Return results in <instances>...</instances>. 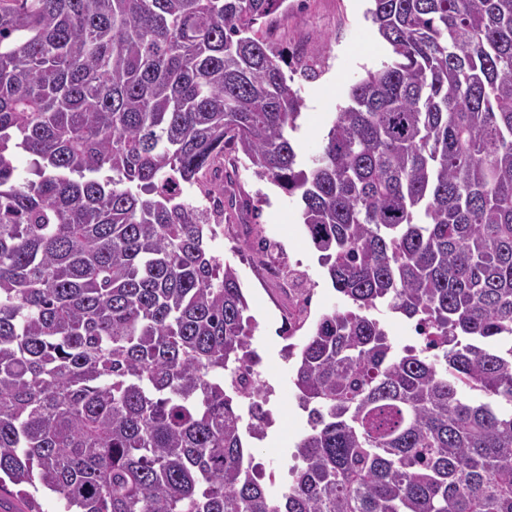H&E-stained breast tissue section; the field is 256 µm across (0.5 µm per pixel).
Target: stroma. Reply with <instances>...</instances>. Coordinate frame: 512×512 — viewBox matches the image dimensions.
<instances>
[{"label":"stroma","mask_w":512,"mask_h":512,"mask_svg":"<svg viewBox=\"0 0 512 512\" xmlns=\"http://www.w3.org/2000/svg\"><path fill=\"white\" fill-rule=\"evenodd\" d=\"M372 6V0H287L286 9L266 23L275 50L289 57L300 51L317 52L323 60L319 78L306 80L296 73L291 76V86L303 99L297 128L291 134L300 163H309L317 155L338 108L347 105L352 85L393 57L368 16ZM239 184L255 206L251 231L245 234L238 224H225L223 237L215 239L212 248L238 269L256 321L250 344L259 357L260 378L272 390L267 407L273 424L263 440L251 438L247 444L263 470L264 485L278 496L288 487L283 477L293 464L296 441L308 428L307 414L295 397L293 366L284 357L285 341L279 333L288 312V295L274 280H258L257 274L266 262L247 249L246 237L262 235L282 243L289 263L305 271L314 290V314L346 308L347 302L332 287L319 262V253L300 220L298 197L246 169L239 172Z\"/></svg>","instance_id":"35a3bbf8"}]
</instances>
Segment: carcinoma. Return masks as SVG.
I'll list each match as a JSON object with an SVG mask.
<instances>
[{"label": "carcinoma", "mask_w": 512, "mask_h": 512, "mask_svg": "<svg viewBox=\"0 0 512 512\" xmlns=\"http://www.w3.org/2000/svg\"><path fill=\"white\" fill-rule=\"evenodd\" d=\"M286 2L0 0V492L30 512H512V0H374L395 59L305 167L263 31ZM229 149L300 194L350 302L288 345L308 429L278 497L245 446L254 319L184 197L249 223ZM371 315L380 320L388 331L394 347L400 351L406 347H419L420 341L414 333L411 321L400 313H395L386 307L371 311Z\"/></svg>", "instance_id": "1"}]
</instances>
